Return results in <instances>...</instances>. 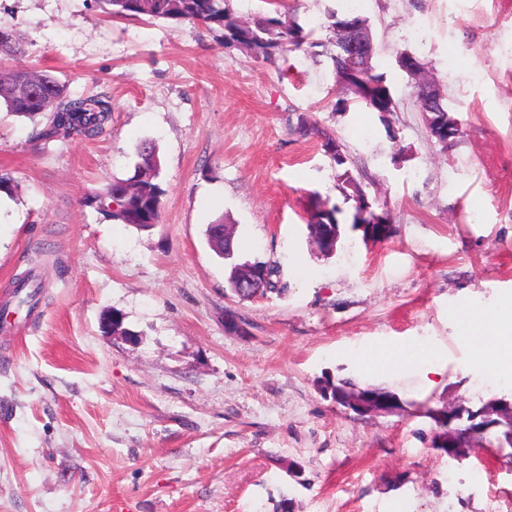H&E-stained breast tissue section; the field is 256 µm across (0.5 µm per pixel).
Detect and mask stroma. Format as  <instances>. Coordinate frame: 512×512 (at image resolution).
<instances>
[{
	"label": "stroma",
	"mask_w": 512,
	"mask_h": 512,
	"mask_svg": "<svg viewBox=\"0 0 512 512\" xmlns=\"http://www.w3.org/2000/svg\"><path fill=\"white\" fill-rule=\"evenodd\" d=\"M315 40L354 8L398 105L335 109L327 57L259 63L200 23L115 19L97 0H0V26L77 96H103V136L44 141V118L0 112V300L37 285L34 315L0 335V512H512V459L433 446L428 406L512 400L462 339V309L512 302V0H283ZM425 63L462 134L441 147L413 82ZM333 135L390 237L364 244L321 140ZM154 141L164 190L148 231L94 197ZM340 205L334 256L306 219ZM234 226L241 260L273 261L281 291L239 299L205 230ZM119 311L137 342L104 333ZM234 313L245 333L228 331ZM428 347L421 366L367 371L360 352ZM395 393L360 417L325 380Z\"/></svg>",
	"instance_id": "35a3bbf8"
}]
</instances>
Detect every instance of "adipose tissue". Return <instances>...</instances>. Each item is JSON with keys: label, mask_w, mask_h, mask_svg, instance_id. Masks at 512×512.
I'll use <instances>...</instances> for the list:
<instances>
[{"label": "adipose tissue", "mask_w": 512, "mask_h": 512, "mask_svg": "<svg viewBox=\"0 0 512 512\" xmlns=\"http://www.w3.org/2000/svg\"><path fill=\"white\" fill-rule=\"evenodd\" d=\"M464 320L474 329L488 328L493 332L491 341L473 344V362L494 375L512 372V305L492 312L468 310Z\"/></svg>", "instance_id": "1"}]
</instances>
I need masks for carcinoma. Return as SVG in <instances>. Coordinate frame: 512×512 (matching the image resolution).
<instances>
[{"instance_id": "carcinoma-1", "label": "carcinoma", "mask_w": 512, "mask_h": 512, "mask_svg": "<svg viewBox=\"0 0 512 512\" xmlns=\"http://www.w3.org/2000/svg\"><path fill=\"white\" fill-rule=\"evenodd\" d=\"M103 11L113 18H139L151 20H189L202 23L209 29L220 32L226 47H236L250 54L256 61L265 62L278 58L287 52L301 51L312 53L319 46L312 32L305 31L287 12L281 0L273 2L274 8L265 16L250 22L234 18L226 7V0H98ZM328 28L334 34V50L329 53L336 84L347 94L364 103L375 112H395L397 105L382 76L373 71L372 58L374 43L367 20L354 13L338 17L329 15ZM25 38L13 30L0 28V55L24 53ZM398 63L414 81L418 75L412 70L422 61L410 52H402ZM25 71L21 68H0V108L17 117H31L37 114L46 116V125L39 133L45 141L66 138L71 135L93 137L103 133L112 118V107L102 96L81 97L70 94L65 83L55 76L43 72L47 79L45 90L32 98L14 96L15 83L21 81ZM419 111L432 137L443 147L448 146V138L439 136L441 129L451 126L455 135H460V126L448 117V105L440 98L434 85L429 90L415 91ZM298 132L304 136H314L322 140V148L332 164L342 173L337 175L338 187L344 193V200L353 202L354 214L351 229L356 231L366 222L362 210L366 204L349 169L348 158L344 153H336V139L322 131L306 118H300ZM160 164L156 146L145 142L138 152L134 173L127 179H116L107 188L105 197L115 203L112 220L119 224L133 226L139 230H149L160 222L164 190L160 181ZM353 188L347 192V188ZM341 209L337 205L319 204L310 213L306 224L308 235L313 241L323 237L327 230L342 232L336 214ZM208 244L215 254L228 265L227 283L229 290L241 299H248L258 293L276 289L273 277L277 268L270 262H259L267 268L268 281L260 288L248 286L245 269L249 262H239L235 258V237L233 230L225 222L219 221L207 226ZM451 429L467 435L480 444L501 447V436L496 430L479 429L469 422L456 421Z\"/></svg>"}]
</instances>
